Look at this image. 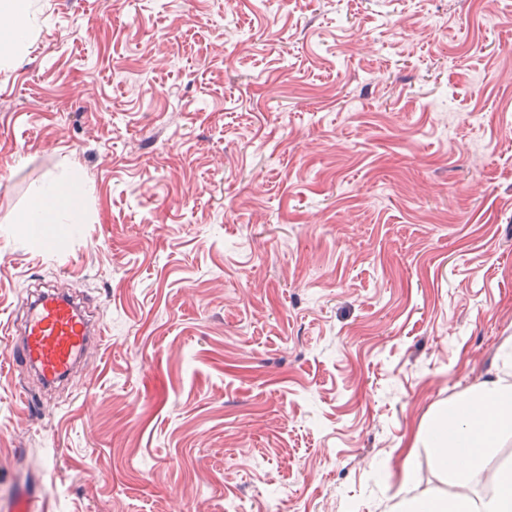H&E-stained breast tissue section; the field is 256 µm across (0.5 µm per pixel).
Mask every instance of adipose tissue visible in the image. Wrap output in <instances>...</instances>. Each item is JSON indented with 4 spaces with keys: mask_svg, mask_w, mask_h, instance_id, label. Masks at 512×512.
<instances>
[{
    "mask_svg": "<svg viewBox=\"0 0 512 512\" xmlns=\"http://www.w3.org/2000/svg\"><path fill=\"white\" fill-rule=\"evenodd\" d=\"M86 190L65 178L48 182L39 200L23 215L34 240H44L43 225L81 222ZM512 437V384L488 379L437 407L419 439L436 468L449 478V496H398L392 512H512V469L500 471L492 492H474L492 453Z\"/></svg>",
    "mask_w": 512,
    "mask_h": 512,
    "instance_id": "obj_1",
    "label": "adipose tissue"
}]
</instances>
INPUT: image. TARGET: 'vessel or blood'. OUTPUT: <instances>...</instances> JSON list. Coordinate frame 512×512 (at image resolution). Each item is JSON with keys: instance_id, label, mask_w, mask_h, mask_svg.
Masks as SVG:
<instances>
[{"instance_id": "vessel-or-blood-1", "label": "vessel or blood", "mask_w": 512, "mask_h": 512, "mask_svg": "<svg viewBox=\"0 0 512 512\" xmlns=\"http://www.w3.org/2000/svg\"><path fill=\"white\" fill-rule=\"evenodd\" d=\"M8 338L4 359L24 366L42 388L64 384L81 368L90 348L100 347L107 327L79 296L59 289L29 292L21 318L0 327Z\"/></svg>"}]
</instances>
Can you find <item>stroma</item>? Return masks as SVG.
I'll list each match as a JSON object with an SVG mask.
<instances>
[{
  "instance_id": "1",
  "label": "stroma",
  "mask_w": 512,
  "mask_h": 512,
  "mask_svg": "<svg viewBox=\"0 0 512 512\" xmlns=\"http://www.w3.org/2000/svg\"><path fill=\"white\" fill-rule=\"evenodd\" d=\"M223 10L34 0L0 45V320L62 278L108 326L39 413L0 368V512H387L452 493L434 406L512 382L502 0ZM66 173L85 221L37 249ZM85 194V188L76 180L50 181L41 190L39 200L25 212L21 224H29L34 240L49 242L42 224H80ZM63 215H67L69 222L61 221Z\"/></svg>"
}]
</instances>
